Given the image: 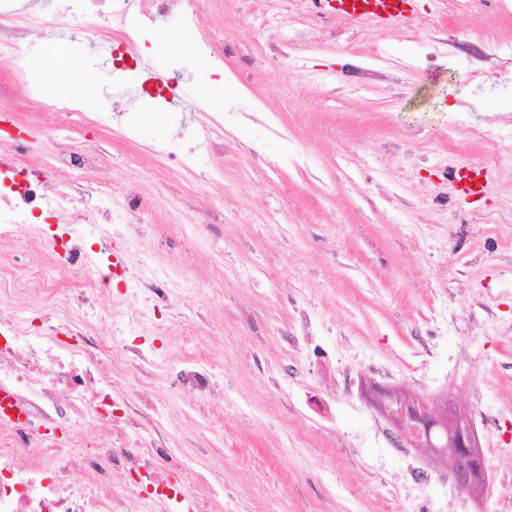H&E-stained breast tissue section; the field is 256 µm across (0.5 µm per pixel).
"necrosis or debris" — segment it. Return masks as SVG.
Instances as JSON below:
<instances>
[{
  "mask_svg": "<svg viewBox=\"0 0 512 512\" xmlns=\"http://www.w3.org/2000/svg\"><path fill=\"white\" fill-rule=\"evenodd\" d=\"M13 157L0 158V199L45 211L43 173L22 168L24 139ZM55 282L30 281L26 294L40 315L38 333L23 335L13 290L15 272L0 267V512H126L140 498L150 512H215L224 483L191 466L207 449L186 455L184 442L143 401L156 383L153 362L127 340V325L108 336L89 322L52 321L62 282L85 255L82 239L63 245ZM126 386L114 395L112 382ZM197 401L214 398L210 368L189 358L172 380ZM99 425L103 435L82 439L78 428Z\"/></svg>",
  "mask_w": 512,
  "mask_h": 512,
  "instance_id": "1",
  "label": "necrosis or debris"
}]
</instances>
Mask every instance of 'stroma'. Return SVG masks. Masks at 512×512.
<instances>
[{
    "label": "stroma",
    "mask_w": 512,
    "mask_h": 512,
    "mask_svg": "<svg viewBox=\"0 0 512 512\" xmlns=\"http://www.w3.org/2000/svg\"><path fill=\"white\" fill-rule=\"evenodd\" d=\"M200 4L193 20L179 5L150 19L130 0L91 41L78 11L36 0L46 23L19 42L0 156L14 128L41 170L86 149L88 185L111 195L30 217L27 238L0 240V264L48 277L52 233L94 248L113 225L141 226L70 276L61 311L110 331L135 314L119 268H166L189 333L142 335L159 347L166 424L223 475L218 512H512V0H413L393 25L313 0ZM116 28L139 33L137 68H113ZM161 30L191 43L152 56ZM52 33L94 73V101L38 68ZM47 99L96 121L63 123ZM471 165L492 182L462 199L446 174ZM90 280L89 306L77 295ZM187 356L212 363L223 399L172 386ZM377 387L465 415L484 487L454 485L449 456L398 445Z\"/></svg>",
    "instance_id": "1"
}]
</instances>
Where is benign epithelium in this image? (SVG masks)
<instances>
[{"instance_id":"obj_1","label":"benign epithelium","mask_w":512,"mask_h":512,"mask_svg":"<svg viewBox=\"0 0 512 512\" xmlns=\"http://www.w3.org/2000/svg\"><path fill=\"white\" fill-rule=\"evenodd\" d=\"M386 414L393 420L405 448H429L449 454L456 485L468 488L471 480L486 471L485 459L476 451L475 437L467 423L448 424L445 405H424L387 391L380 393Z\"/></svg>"}]
</instances>
